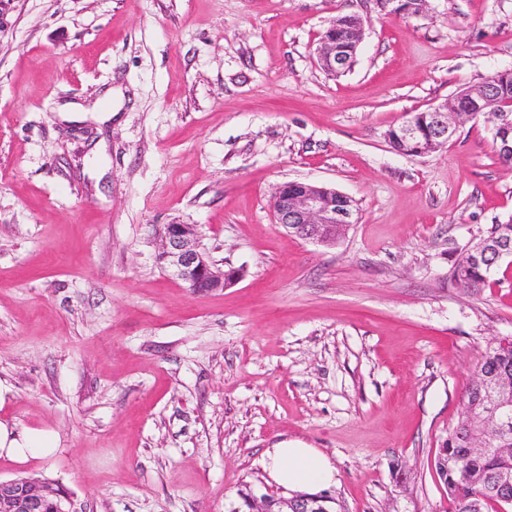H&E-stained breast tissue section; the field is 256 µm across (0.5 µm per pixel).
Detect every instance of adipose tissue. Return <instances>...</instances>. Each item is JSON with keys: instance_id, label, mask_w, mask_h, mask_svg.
I'll return each instance as SVG.
<instances>
[{"instance_id": "adipose-tissue-1", "label": "adipose tissue", "mask_w": 512, "mask_h": 512, "mask_svg": "<svg viewBox=\"0 0 512 512\" xmlns=\"http://www.w3.org/2000/svg\"><path fill=\"white\" fill-rule=\"evenodd\" d=\"M269 473L279 486L317 492L330 485L336 470L319 450L288 444L270 450Z\"/></svg>"}]
</instances>
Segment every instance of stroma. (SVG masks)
I'll return each instance as SVG.
<instances>
[{
	"mask_svg": "<svg viewBox=\"0 0 512 512\" xmlns=\"http://www.w3.org/2000/svg\"><path fill=\"white\" fill-rule=\"evenodd\" d=\"M364 39L334 78L337 11ZM512 71V0H6L0 7V423L55 449L0 479L77 512H234L282 494L270 449L336 469L337 512H455L432 462L489 342L512 336V264L448 275L512 217L483 121L406 156L410 113ZM289 181L351 198L332 247L277 224ZM193 224L243 276L193 291L158 232ZM354 14L352 13H337L336 16L330 21L329 26L323 32L319 46L317 48V62L319 66L321 64H325L329 66L336 73V69L341 70L344 69V66L347 63L346 54L349 56L351 60L350 69L353 66L358 47L356 43L353 42L352 35V24H353ZM332 39L336 41H325L323 39ZM336 42L341 43V45L336 44ZM321 68L329 74V71L325 66H321ZM349 69V70H350ZM345 72L336 73L335 77H340L344 75Z\"/></svg>",
	"mask_w": 512,
	"mask_h": 512,
	"instance_id": "1",
	"label": "stroma"
}]
</instances>
